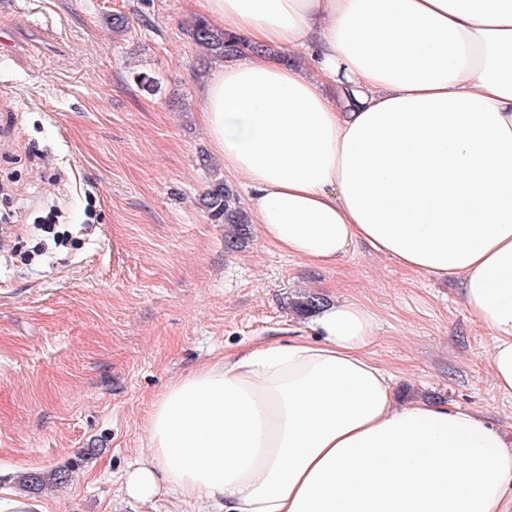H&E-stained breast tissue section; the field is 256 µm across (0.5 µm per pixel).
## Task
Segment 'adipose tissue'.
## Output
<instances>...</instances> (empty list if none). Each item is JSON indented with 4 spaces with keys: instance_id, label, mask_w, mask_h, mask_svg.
<instances>
[{
    "instance_id": "ef3b65f1",
    "label": "adipose tissue",
    "mask_w": 512,
    "mask_h": 512,
    "mask_svg": "<svg viewBox=\"0 0 512 512\" xmlns=\"http://www.w3.org/2000/svg\"><path fill=\"white\" fill-rule=\"evenodd\" d=\"M194 5L246 36L202 117L266 238L318 266L361 241L454 280L512 393V0ZM312 328L317 341H267L173 381L126 497L199 512H512L500 428L396 402L363 306L323 307Z\"/></svg>"
}]
</instances>
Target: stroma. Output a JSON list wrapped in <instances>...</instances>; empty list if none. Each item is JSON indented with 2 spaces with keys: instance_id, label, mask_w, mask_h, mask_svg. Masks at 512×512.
Instances as JSON below:
<instances>
[{
  "instance_id": "35a3bbf8",
  "label": "stroma",
  "mask_w": 512,
  "mask_h": 512,
  "mask_svg": "<svg viewBox=\"0 0 512 512\" xmlns=\"http://www.w3.org/2000/svg\"><path fill=\"white\" fill-rule=\"evenodd\" d=\"M196 18L190 0H0V489L62 470L44 512H178L122 491L152 403L201 365L312 337L290 307L304 292L375 315L369 353L398 402L475 410L512 435L491 337L452 280L359 243L311 265L258 224L226 249L201 197L221 180L246 210L249 193L202 123L218 60L191 39ZM51 212L73 246L43 231Z\"/></svg>"
}]
</instances>
